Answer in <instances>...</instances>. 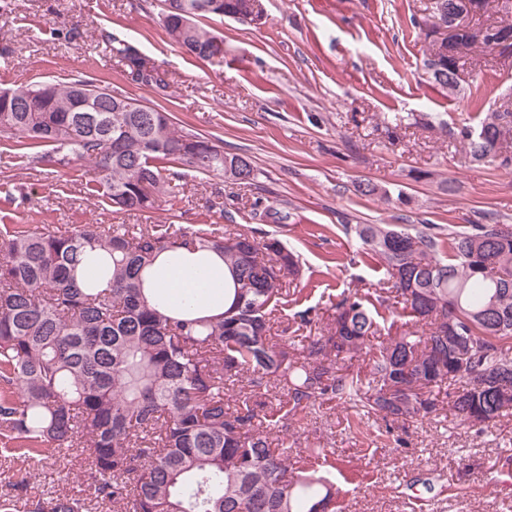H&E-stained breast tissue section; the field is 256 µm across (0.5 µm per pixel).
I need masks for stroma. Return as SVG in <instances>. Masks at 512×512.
Returning <instances> with one entry per match:
<instances>
[{
  "label": "stroma",
  "mask_w": 512,
  "mask_h": 512,
  "mask_svg": "<svg viewBox=\"0 0 512 512\" xmlns=\"http://www.w3.org/2000/svg\"><path fill=\"white\" fill-rule=\"evenodd\" d=\"M262 3L261 24L214 21L224 56L202 61L168 39L160 0H11L0 11L5 85L74 76L109 85L165 107L225 152L251 156L255 178L236 185L187 170L159 209L130 213L88 198L87 163H31L0 148V222L241 224L300 253L295 296L323 309L379 278L345 225H512V170L468 163L449 135L512 99V58H471L470 80L451 95L432 81L427 43L411 25L430 0ZM104 30L135 38L166 88L137 81L105 48ZM395 114L405 122L391 132L385 119ZM363 180L380 194H358ZM401 191L409 204L397 201ZM353 415L333 400L273 431L289 456L325 448L342 464V512H413L411 500L433 497L440 507L424 512H512V416L470 428L447 400L410 426L372 414L356 430Z\"/></svg>",
  "instance_id": "obj_1"
}]
</instances>
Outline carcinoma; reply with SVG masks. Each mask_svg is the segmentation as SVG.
<instances>
[{
	"instance_id": "cac0c4a2",
	"label": "carcinoma",
	"mask_w": 512,
	"mask_h": 512,
	"mask_svg": "<svg viewBox=\"0 0 512 512\" xmlns=\"http://www.w3.org/2000/svg\"><path fill=\"white\" fill-rule=\"evenodd\" d=\"M162 0L170 40L201 60L224 58V37L201 24L231 17L244 0ZM502 19H488L490 13ZM512 0H483L476 27L456 33L446 54L428 48L425 67L446 89L456 69L479 50L494 54L512 34ZM112 55L143 83L167 87L135 42L106 32ZM82 77L0 90V137L20 157L66 166L88 161L89 196L114 208L159 206L187 167L254 181L249 157L226 153L209 137L179 127L160 106L127 112L120 93L104 88L99 111L83 112ZM512 112H487L449 134L473 162L512 169ZM360 251L379 264L378 288L340 294L327 332L315 307L295 312L300 335L276 343L272 328L288 312L285 285L303 276L299 255L275 238L228 224L187 232L175 224H79L33 231L0 225V460H77L91 491L32 496L29 482L0 512H336V462L325 449L288 460L272 428L314 407L342 400L355 415L416 423L437 411L443 386L452 410L470 426L512 414V226L356 224ZM105 261L95 278L105 289L78 286L86 250ZM210 250L232 276L224 312L173 317L145 297L142 272L166 252ZM406 317L405 330L382 338L379 319ZM368 356V381L346 362ZM240 385L234 409L224 391ZM283 389L265 411L252 398Z\"/></svg>"
}]
</instances>
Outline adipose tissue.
Masks as SVG:
<instances>
[{
  "label": "adipose tissue",
  "mask_w": 512,
  "mask_h": 512,
  "mask_svg": "<svg viewBox=\"0 0 512 512\" xmlns=\"http://www.w3.org/2000/svg\"><path fill=\"white\" fill-rule=\"evenodd\" d=\"M165 271L155 276L143 273L144 292L161 307L188 312L196 317L214 315L224 310V260L214 252H181L163 261Z\"/></svg>",
  "instance_id": "1"
}]
</instances>
